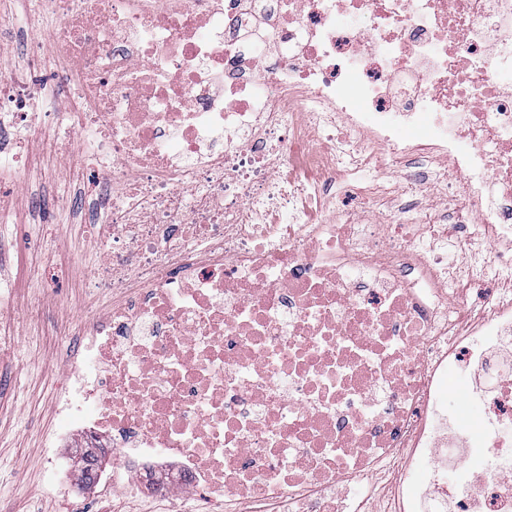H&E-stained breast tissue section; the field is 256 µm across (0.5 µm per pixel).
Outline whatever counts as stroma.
<instances>
[{
  "instance_id": "1",
  "label": "stroma",
  "mask_w": 512,
  "mask_h": 512,
  "mask_svg": "<svg viewBox=\"0 0 512 512\" xmlns=\"http://www.w3.org/2000/svg\"><path fill=\"white\" fill-rule=\"evenodd\" d=\"M63 162L79 166L77 147L26 171L18 189L6 194L12 218L0 223V258L39 312L21 328L16 351L0 356V512H112L94 488L49 482L42 469V434L56 420L55 393L65 381L66 358L81 346L74 322L87 314L84 282L98 261L89 228L76 218L81 201L74 185L58 176ZM43 194L62 201L43 223H26L27 197ZM405 476L406 460L397 457L369 475L372 495L360 485L348 495L367 500L371 512H395L391 489Z\"/></svg>"
}]
</instances>
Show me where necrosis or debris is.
Listing matches in <instances>:
<instances>
[{"label": "necrosis or debris", "mask_w": 512, "mask_h": 512, "mask_svg": "<svg viewBox=\"0 0 512 512\" xmlns=\"http://www.w3.org/2000/svg\"><path fill=\"white\" fill-rule=\"evenodd\" d=\"M38 2L60 76H0V177L77 137L101 256L50 480L77 436L125 496L369 512L326 494L403 451L398 512H512V0ZM51 112L61 133L24 151ZM470 223L485 247L459 241V268L427 251ZM467 385H456L448 376V389L446 393V398L448 400V408L460 409L461 421L463 426L467 428H472L476 424V414L464 408L461 403V393L467 387Z\"/></svg>", "instance_id": "obj_1"}]
</instances>
